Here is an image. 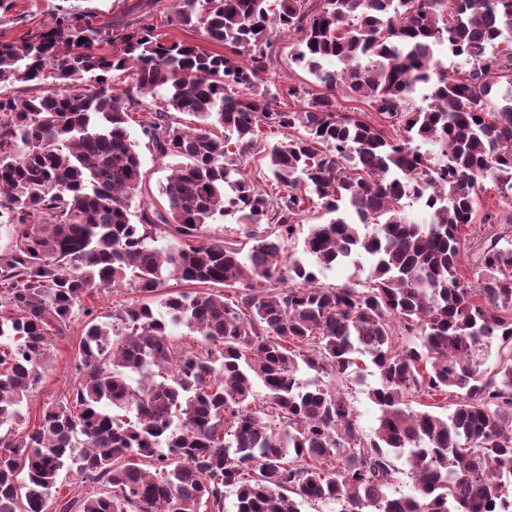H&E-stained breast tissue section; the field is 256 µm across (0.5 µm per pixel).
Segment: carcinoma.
<instances>
[{
	"label": "carcinoma",
	"instance_id": "obj_1",
	"mask_svg": "<svg viewBox=\"0 0 512 512\" xmlns=\"http://www.w3.org/2000/svg\"><path fill=\"white\" fill-rule=\"evenodd\" d=\"M171 2L172 21L224 53L138 19L114 35L71 8L0 42V84L46 86L0 97V512H224L228 489L235 512H512V241L478 242L476 282L458 273L472 225L512 224V0ZM278 31L325 88L288 86L299 110L258 90ZM445 50L470 67L448 75ZM142 98L149 149L173 164L164 204L134 223L145 172L127 124ZM263 128L283 139L261 144ZM248 155L274 189L245 175ZM312 201L334 218L309 225V263H289ZM418 201L423 224L406 212ZM228 214L243 237L204 240ZM160 233L175 244L156 247ZM364 257V281L319 283ZM170 280L196 290L162 292ZM128 282L143 297L87 322L72 394L16 436L74 310L92 315L89 295ZM358 354L378 379L371 437L338 388L362 381ZM450 394L445 416L408 407ZM402 457L415 493L394 497ZM65 469L95 492L53 500Z\"/></svg>",
	"mask_w": 512,
	"mask_h": 512
}]
</instances>
